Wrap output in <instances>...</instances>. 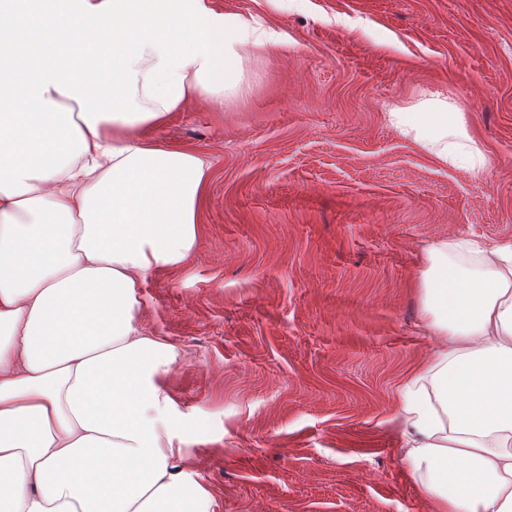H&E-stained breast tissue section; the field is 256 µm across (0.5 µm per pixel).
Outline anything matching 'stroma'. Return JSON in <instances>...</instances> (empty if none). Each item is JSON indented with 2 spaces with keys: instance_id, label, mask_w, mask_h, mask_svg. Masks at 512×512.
<instances>
[{
  "instance_id": "stroma-1",
  "label": "stroma",
  "mask_w": 512,
  "mask_h": 512,
  "mask_svg": "<svg viewBox=\"0 0 512 512\" xmlns=\"http://www.w3.org/2000/svg\"><path fill=\"white\" fill-rule=\"evenodd\" d=\"M281 34L240 95L142 139L204 156L195 252L154 272L144 327L182 354L214 512H438L402 461L400 392L432 243L512 240V0H210ZM444 100L487 172L423 153L395 109Z\"/></svg>"
}]
</instances>
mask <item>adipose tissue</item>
Masks as SVG:
<instances>
[{
	"label": "adipose tissue",
	"mask_w": 512,
	"mask_h": 512,
	"mask_svg": "<svg viewBox=\"0 0 512 512\" xmlns=\"http://www.w3.org/2000/svg\"><path fill=\"white\" fill-rule=\"evenodd\" d=\"M272 39L207 0H0V512H212L179 353L142 319L146 279L197 246L208 165L137 131L236 95ZM390 120L484 172L447 101ZM467 247L427 252L444 341L403 390V461L439 512H512V241L477 249L476 277L448 263Z\"/></svg>",
	"instance_id": "1"
}]
</instances>
